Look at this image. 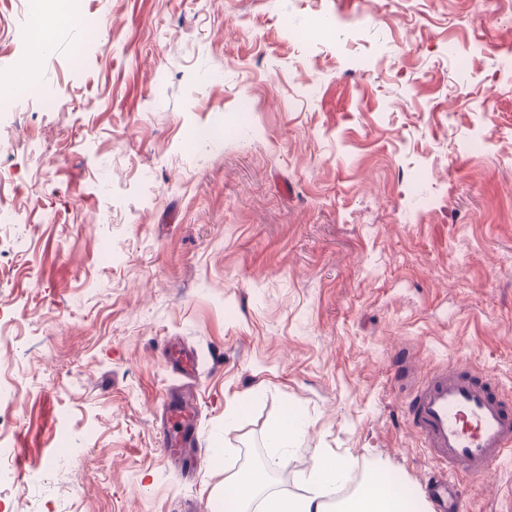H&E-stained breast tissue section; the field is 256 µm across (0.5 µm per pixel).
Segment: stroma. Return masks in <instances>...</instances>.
<instances>
[{
    "label": "stroma",
    "instance_id": "1",
    "mask_svg": "<svg viewBox=\"0 0 512 512\" xmlns=\"http://www.w3.org/2000/svg\"><path fill=\"white\" fill-rule=\"evenodd\" d=\"M37 65L0 0V512H224L158 443L191 387L205 455L284 411L315 450L419 488L405 372L512 397V0H78ZM198 380L166 368L169 342ZM242 412L225 426L224 411ZM512 460L463 482L494 512Z\"/></svg>",
    "mask_w": 512,
    "mask_h": 512
}]
</instances>
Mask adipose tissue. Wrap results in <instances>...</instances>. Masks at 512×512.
Returning <instances> with one entry per match:
<instances>
[{
  "label": "adipose tissue",
  "mask_w": 512,
  "mask_h": 512,
  "mask_svg": "<svg viewBox=\"0 0 512 512\" xmlns=\"http://www.w3.org/2000/svg\"><path fill=\"white\" fill-rule=\"evenodd\" d=\"M302 429V422L294 414H282L268 423L271 466L247 468L238 460L224 457V512H417L407 489L388 483L378 472L364 479L352 496L338 499V491L349 479L351 464L346 457L323 452L316 454L311 470L302 478L304 495L272 489L269 469L286 467L287 451L299 443Z\"/></svg>",
  "instance_id": "1"
}]
</instances>
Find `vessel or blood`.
I'll return each instance as SVG.
<instances>
[{
	"label": "vessel or blood",
	"instance_id": "vessel-or-blood-1",
	"mask_svg": "<svg viewBox=\"0 0 512 512\" xmlns=\"http://www.w3.org/2000/svg\"><path fill=\"white\" fill-rule=\"evenodd\" d=\"M166 363L182 378L196 380L191 349L171 345ZM406 411L434 464L426 484L433 512H465L457 481L483 479L495 462L512 457V398L487 374L455 363L414 382ZM159 439L168 458L195 470L205 466V457L193 452L199 443L198 410L190 394L170 395Z\"/></svg>",
	"mask_w": 512,
	"mask_h": 512
}]
</instances>
